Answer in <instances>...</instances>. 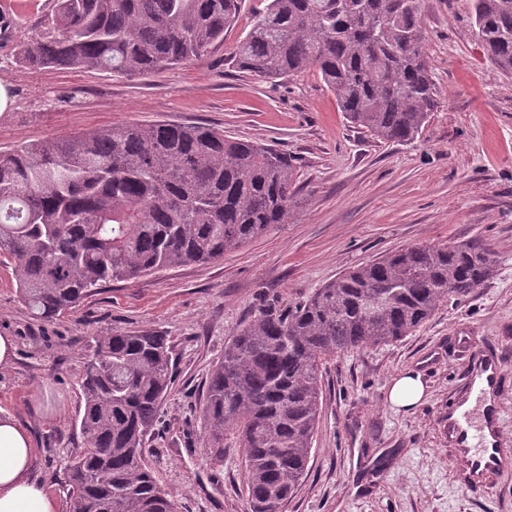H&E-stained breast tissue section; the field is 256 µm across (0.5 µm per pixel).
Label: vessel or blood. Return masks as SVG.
<instances>
[{
    "label": "vessel or blood",
    "mask_w": 512,
    "mask_h": 512,
    "mask_svg": "<svg viewBox=\"0 0 512 512\" xmlns=\"http://www.w3.org/2000/svg\"><path fill=\"white\" fill-rule=\"evenodd\" d=\"M502 370L500 362L476 355L469 384L470 407L455 402L448 407V434L454 442L449 455L455 480L466 492H487L512 471V448L502 445L497 410L488 390Z\"/></svg>",
    "instance_id": "1"
}]
</instances>
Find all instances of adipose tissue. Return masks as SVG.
Listing matches in <instances>:
<instances>
[{"label":"adipose tissue","mask_w":512,"mask_h":512,"mask_svg":"<svg viewBox=\"0 0 512 512\" xmlns=\"http://www.w3.org/2000/svg\"><path fill=\"white\" fill-rule=\"evenodd\" d=\"M32 434L14 415L0 410V512H60L35 476Z\"/></svg>","instance_id":"1"}]
</instances>
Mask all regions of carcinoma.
<instances>
[{
	"label": "carcinoma",
	"mask_w": 512,
	"mask_h": 512,
	"mask_svg": "<svg viewBox=\"0 0 512 512\" xmlns=\"http://www.w3.org/2000/svg\"><path fill=\"white\" fill-rule=\"evenodd\" d=\"M424 0H264L231 52L258 79L316 69L355 127L415 140L440 107L425 53ZM241 0H56L23 47L31 70L121 76L198 60ZM488 60L512 77V0H470ZM295 159L207 126L126 122L0 151V257L30 315L50 321L115 282L224 258L295 216ZM478 240L414 245L349 270L306 301L263 309L224 345L205 381L207 448H242L248 512H282L306 475L323 365L411 335L447 299L495 273ZM173 343L155 329L93 337L66 465L68 512H177L144 457L174 383Z\"/></svg>",
	"instance_id": "obj_1"
}]
</instances>
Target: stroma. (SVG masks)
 Masks as SVG:
<instances>
[{
    "label": "stroma",
    "instance_id": "35a3bbf8",
    "mask_svg": "<svg viewBox=\"0 0 512 512\" xmlns=\"http://www.w3.org/2000/svg\"><path fill=\"white\" fill-rule=\"evenodd\" d=\"M55 0H0V79L14 104L0 114V150L125 122L201 123L297 160L296 218L223 259L118 282L73 313L37 321L0 264V333L17 354L0 367V409L35 437V474L65 499L63 471L84 440L73 422L92 337L156 328L175 341V382L145 448L178 512H247L242 450L205 446L206 377L225 344L268 305L285 309L326 282L415 244L479 239L495 276L447 300L412 335L326 360L310 469L284 512H512V476L488 493L454 481L448 405L467 390L474 348L500 358L495 391L503 445L512 448V77L488 61L467 0H425V50L441 106L420 138L387 143L351 127L316 69L276 81L232 68L228 56L261 0H244L224 41L200 60L143 76L29 70L22 47L44 33ZM419 374L420 403L388 400Z\"/></svg>",
    "mask_w": 512,
    "mask_h": 512
}]
</instances>
